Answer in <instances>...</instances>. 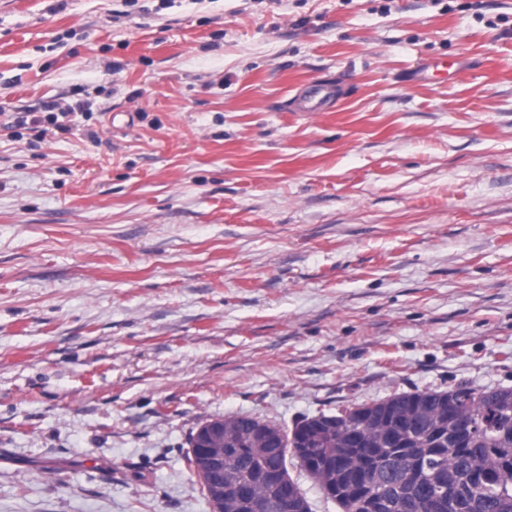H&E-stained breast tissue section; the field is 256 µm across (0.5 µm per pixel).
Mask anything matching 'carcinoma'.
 <instances>
[{
	"label": "carcinoma",
	"instance_id": "carcinoma-1",
	"mask_svg": "<svg viewBox=\"0 0 512 512\" xmlns=\"http://www.w3.org/2000/svg\"><path fill=\"white\" fill-rule=\"evenodd\" d=\"M466 425L464 448L448 440ZM211 512H311L287 455L343 512H512V388L458 385L394 392L296 422L291 433L251 415L217 417L187 438Z\"/></svg>",
	"mask_w": 512,
	"mask_h": 512
}]
</instances>
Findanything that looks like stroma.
Listing matches in <instances>:
<instances>
[{"mask_svg": "<svg viewBox=\"0 0 512 512\" xmlns=\"http://www.w3.org/2000/svg\"><path fill=\"white\" fill-rule=\"evenodd\" d=\"M470 2L0 0V512H210L207 418L512 387V0ZM465 67L464 63L461 59H455L451 58H438L430 62L424 71L431 70V74L429 76L422 75L423 78H448L451 79L455 77L459 72L463 70ZM419 73H417L418 79L422 78L419 77ZM334 93L332 86L314 82L307 86L304 96L296 102V105L304 112H316L334 96ZM82 100H77L74 104H66L64 107L61 106L60 103L52 102L44 105V110L47 115L42 119L41 116L36 115L37 113L44 112H19V115L15 118L14 126L18 128H30V126H38L42 122H46L48 125L53 126V129L60 133H67L71 130V126L65 123L64 120L59 121L58 117H62L67 119L69 116L73 114H77L78 112H74L76 109L81 110L83 105ZM58 110L59 112H54Z\"/></svg>", "mask_w": 512, "mask_h": 512, "instance_id": "obj_1", "label": "stroma"}]
</instances>
